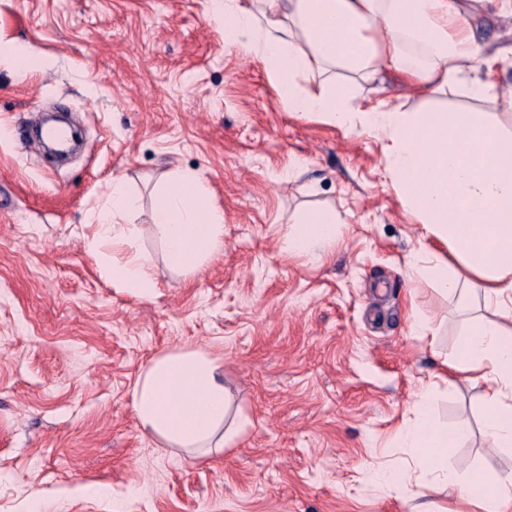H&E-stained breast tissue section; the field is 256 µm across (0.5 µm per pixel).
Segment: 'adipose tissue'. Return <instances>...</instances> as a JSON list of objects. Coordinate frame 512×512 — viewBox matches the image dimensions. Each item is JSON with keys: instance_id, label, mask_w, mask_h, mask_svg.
Returning a JSON list of instances; mask_svg holds the SVG:
<instances>
[{"instance_id": "1", "label": "adipose tissue", "mask_w": 512, "mask_h": 512, "mask_svg": "<svg viewBox=\"0 0 512 512\" xmlns=\"http://www.w3.org/2000/svg\"><path fill=\"white\" fill-rule=\"evenodd\" d=\"M469 0H205L224 16V29L239 52L258 56L289 111L388 142L391 187L422 228L425 243L410 269L433 281L446 296H476L486 317L465 326L441 378L480 387L490 447L512 450V134L471 112H405L378 100L354 108L351 87L336 83L343 69L365 80L395 73L430 94L462 81L469 94L512 112V94L497 72L512 63V45L483 54L471 23ZM321 74L318 89L301 86ZM153 213V233L168 266L193 272L224 245V216L211 204L201 173L176 174L163 182ZM137 200L113 181L93 245L121 248L136 232L129 217ZM437 239L463 264L450 268L430 250ZM336 239V213L320 210L298 219L284 245L312 254ZM151 259L132 252L113 262V284L146 296L154 288ZM133 409L143 428L170 447L208 454L224 448L231 400L222 366L207 352L188 350L154 358L133 390ZM470 422L436 427L426 403L403 441L425 473L448 485L474 512H512V466L463 478L448 469L453 448L468 438Z\"/></svg>"}]
</instances>
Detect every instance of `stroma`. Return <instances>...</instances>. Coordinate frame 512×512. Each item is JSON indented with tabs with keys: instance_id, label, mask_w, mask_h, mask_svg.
Returning a JSON list of instances; mask_svg holds the SVG:
<instances>
[{
	"instance_id": "obj_1",
	"label": "stroma",
	"mask_w": 512,
	"mask_h": 512,
	"mask_svg": "<svg viewBox=\"0 0 512 512\" xmlns=\"http://www.w3.org/2000/svg\"><path fill=\"white\" fill-rule=\"evenodd\" d=\"M472 24L486 49L512 44V17L478 4ZM336 80L354 84V107L479 112L512 133V114L458 86ZM52 104L86 129L63 167L20 141ZM385 146L289 112L204 0H0V512H459L444 488L366 481L371 466L411 464L395 429L479 314L409 276L419 226ZM193 170L224 214V247L184 274L152 213L158 183ZM116 179L140 203L131 247L152 258L147 298L113 285L111 247L88 250ZM323 208L338 220L324 259L288 254L289 227ZM418 319L433 335H416ZM193 349L220 359L246 421L205 457L169 447L132 407L152 359ZM483 412L464 381L436 391V426L472 425L448 456L459 476L508 460Z\"/></svg>"
}]
</instances>
